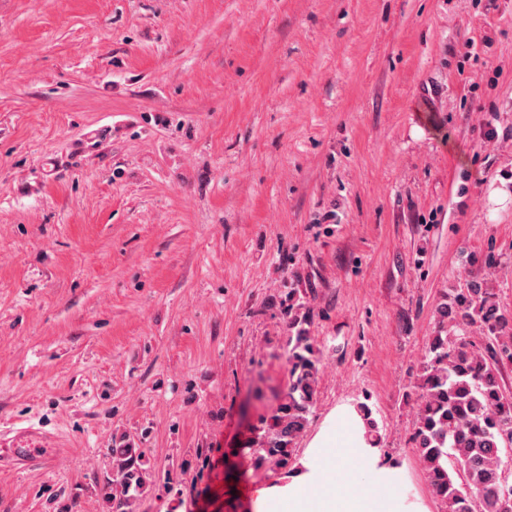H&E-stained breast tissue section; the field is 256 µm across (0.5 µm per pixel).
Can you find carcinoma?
Segmentation results:
<instances>
[{"label":"carcinoma","instance_id":"obj_1","mask_svg":"<svg viewBox=\"0 0 512 512\" xmlns=\"http://www.w3.org/2000/svg\"><path fill=\"white\" fill-rule=\"evenodd\" d=\"M305 312L290 316L289 379L250 448L256 467L289 473L293 443L314 403L319 355ZM512 316L487 289H448L436 306V330L422 365L412 442L443 512H512ZM120 480L113 512L141 490V455L118 448Z\"/></svg>","mask_w":512,"mask_h":512}]
</instances>
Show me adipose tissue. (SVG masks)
<instances>
[{"label": "adipose tissue", "mask_w": 512, "mask_h": 512, "mask_svg": "<svg viewBox=\"0 0 512 512\" xmlns=\"http://www.w3.org/2000/svg\"><path fill=\"white\" fill-rule=\"evenodd\" d=\"M339 415L345 428L327 429L314 439L306 472L292 476L283 488L261 490L258 501L263 512H394L398 483L392 472L378 468V451L367 440L361 412L345 405ZM352 455L360 457L375 475L368 492L342 488L344 462Z\"/></svg>", "instance_id": "ef3b65f1"}]
</instances>
